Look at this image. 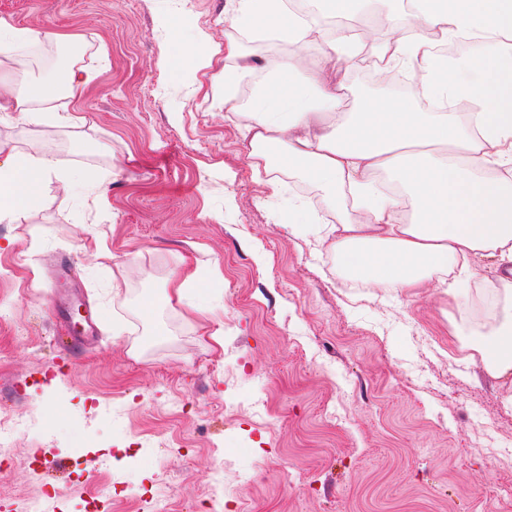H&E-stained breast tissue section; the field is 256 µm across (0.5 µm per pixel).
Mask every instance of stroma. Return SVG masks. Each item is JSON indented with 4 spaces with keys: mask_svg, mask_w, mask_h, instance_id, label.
Returning a JSON list of instances; mask_svg holds the SVG:
<instances>
[{
    "mask_svg": "<svg viewBox=\"0 0 512 512\" xmlns=\"http://www.w3.org/2000/svg\"><path fill=\"white\" fill-rule=\"evenodd\" d=\"M235 4L0 0L50 66L92 76L77 124L0 114V138L107 175L104 197L75 183L0 221V419L17 423L0 505L85 512L105 482L102 512H202L218 482L228 512H512V458L489 454L512 406L469 363L487 334L466 303L495 265L474 259L452 297L345 280L316 181L286 169L275 196L255 174L224 102L234 62L198 72L180 51L223 42ZM215 265L207 316L170 299Z\"/></svg>",
    "mask_w": 512,
    "mask_h": 512,
    "instance_id": "35a3bbf8",
    "label": "stroma"
}]
</instances>
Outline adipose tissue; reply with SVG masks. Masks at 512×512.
Instances as JSON below:
<instances>
[{"label": "adipose tissue", "mask_w": 512, "mask_h": 512, "mask_svg": "<svg viewBox=\"0 0 512 512\" xmlns=\"http://www.w3.org/2000/svg\"><path fill=\"white\" fill-rule=\"evenodd\" d=\"M414 19L443 37L476 39L484 47L455 65L423 53L419 35L399 39L389 55L419 75L421 93L366 101L325 128L316 104H335L342 85L336 61L354 51L352 36L320 34L315 67L299 54L310 26L291 16L284 0H237L238 31L297 48L268 60L250 97L249 155L275 194L281 185L269 145L285 148L290 165L308 168L342 214L327 228L341 267L367 285L409 291L442 272L451 295L455 272L466 271L473 258L503 266V317L480 366L512 404V0H411L408 17L395 25L402 29ZM90 81L73 62L46 72L21 95L0 82V112L37 125L67 123L57 100L82 98ZM379 172L388 182L376 180ZM75 178L102 185L94 171L75 177L48 156L0 141V221L25 215L50 186L64 190Z\"/></svg>", "instance_id": "1"}]
</instances>
